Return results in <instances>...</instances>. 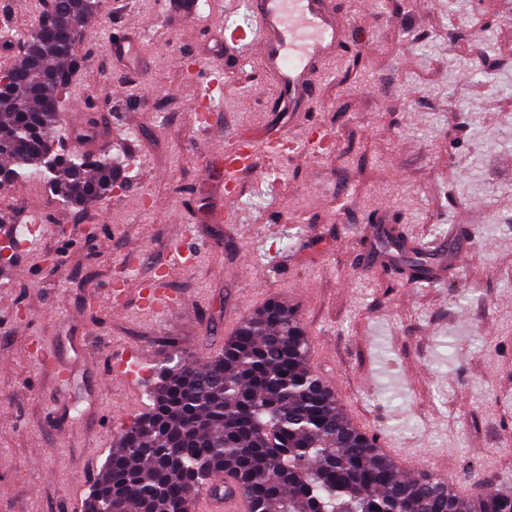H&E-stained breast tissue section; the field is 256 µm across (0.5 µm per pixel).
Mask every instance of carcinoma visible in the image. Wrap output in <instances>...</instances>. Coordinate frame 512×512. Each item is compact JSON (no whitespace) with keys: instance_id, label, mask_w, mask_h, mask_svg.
<instances>
[{"instance_id":"carcinoma-1","label":"carcinoma","mask_w":512,"mask_h":512,"mask_svg":"<svg viewBox=\"0 0 512 512\" xmlns=\"http://www.w3.org/2000/svg\"><path fill=\"white\" fill-rule=\"evenodd\" d=\"M100 0H51L54 20L86 25ZM76 39L30 34L0 109V168L47 180L65 203L91 206L122 185L112 160L57 145L63 96L81 68ZM296 312L270 301L214 357L181 352L157 368L149 411L123 425L80 512H188L201 490L245 494L250 512H512V494L459 495L447 477H408L343 413L308 365Z\"/></svg>"}]
</instances>
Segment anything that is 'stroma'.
Returning <instances> with one entry per match:
<instances>
[{"label":"stroma","mask_w":512,"mask_h":512,"mask_svg":"<svg viewBox=\"0 0 512 512\" xmlns=\"http://www.w3.org/2000/svg\"><path fill=\"white\" fill-rule=\"evenodd\" d=\"M337 3L359 64L326 68L293 147L273 153L272 84L224 41L247 0H101L63 110L110 115L99 153L125 187L87 208L33 176L0 189V244L17 242L0 259V512H78L120 426L147 410L167 340L214 355L271 299L297 312L311 367L404 471L461 478L471 498L512 492V0ZM42 9L0 0V31L21 42ZM128 32L139 71L112 53ZM312 128L331 142L312 146ZM244 138L257 172L229 195L206 169ZM216 205L228 222H209ZM372 224L423 249L465 246L466 261L432 284L362 268ZM179 245L192 263H175ZM156 280L185 305L150 308ZM38 347L71 369L67 390ZM125 354L131 379L112 374Z\"/></svg>","instance_id":"1"}]
</instances>
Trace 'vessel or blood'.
Instances as JSON below:
<instances>
[{
    "label": "vessel or blood",
    "instance_id": "obj_1",
    "mask_svg": "<svg viewBox=\"0 0 512 512\" xmlns=\"http://www.w3.org/2000/svg\"><path fill=\"white\" fill-rule=\"evenodd\" d=\"M250 12L257 26L256 53L265 73L271 78L274 94L269 103L276 112H303L314 97L317 82L328 63L343 49L347 29L336 9L335 0H250ZM254 146L237 141L218 153L223 163L220 174L226 192H234L242 175L251 173ZM372 243L362 258L366 267L390 265L396 251H408L414 244L394 224L371 227ZM460 251L439 248L435 262L424 276L405 270L408 281L444 280L455 272L462 260ZM247 500L237 492L211 500L208 512H248Z\"/></svg>",
    "mask_w": 512,
    "mask_h": 512
}]
</instances>
